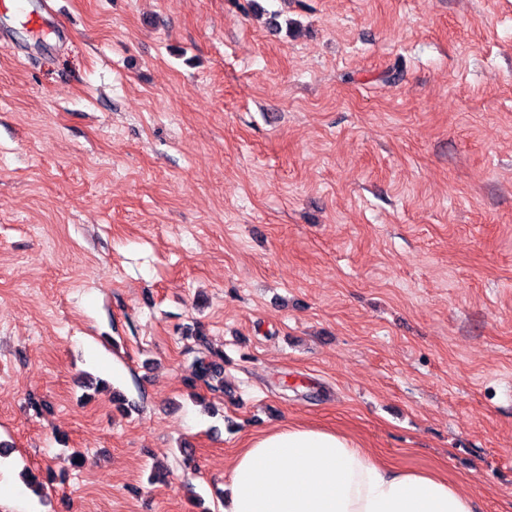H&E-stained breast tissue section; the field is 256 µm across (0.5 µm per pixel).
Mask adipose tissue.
<instances>
[{
    "instance_id": "obj_1",
    "label": "adipose tissue",
    "mask_w": 512,
    "mask_h": 512,
    "mask_svg": "<svg viewBox=\"0 0 512 512\" xmlns=\"http://www.w3.org/2000/svg\"><path fill=\"white\" fill-rule=\"evenodd\" d=\"M223 512H481L437 471L377 457L350 434L286 424L253 437L230 464Z\"/></svg>"
}]
</instances>
